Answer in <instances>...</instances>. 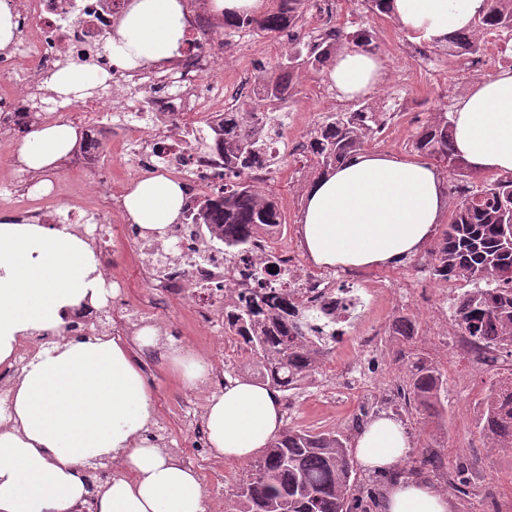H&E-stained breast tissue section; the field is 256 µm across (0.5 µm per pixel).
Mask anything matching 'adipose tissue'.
Segmentation results:
<instances>
[{
  "mask_svg": "<svg viewBox=\"0 0 512 512\" xmlns=\"http://www.w3.org/2000/svg\"><path fill=\"white\" fill-rule=\"evenodd\" d=\"M487 0H391V14L410 36L442 42L471 29ZM187 20L180 0H130L109 42L113 66L164 64L178 54ZM385 75L379 56L339 52L325 76L345 99L374 91ZM107 73L70 64L46 85L59 95H87ZM456 153L478 170L512 173V68L481 79L451 112ZM78 142V131L57 120L31 129L18 143L23 170H57ZM185 184L161 173L141 177L122 197L127 220L149 234L179 223ZM444 176L417 158L362 152L316 178L305 190L301 244L318 266L361 269L398 266L425 247L447 207ZM112 291L85 237L66 229L0 216V368L20 367L0 410V512H208L199 472L164 451L150 428L155 405L138 359L163 350L187 388L208 378L206 363L179 347L161 349L154 327L134 340L117 334L65 336L82 305L101 308ZM281 395L268 384L225 381L212 397L205 430L213 452L252 459L280 432ZM411 447L403 424L381 416L365 424L355 458L385 476V512H452L447 493L402 475ZM121 461L122 471L91 495L85 468Z\"/></svg>",
  "mask_w": 512,
  "mask_h": 512,
  "instance_id": "ef3b65f1",
  "label": "adipose tissue"
}]
</instances>
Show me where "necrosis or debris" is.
I'll return each mask as SVG.
<instances>
[{
    "instance_id": "necrosis-or-debris-1",
    "label": "necrosis or debris",
    "mask_w": 512,
    "mask_h": 512,
    "mask_svg": "<svg viewBox=\"0 0 512 512\" xmlns=\"http://www.w3.org/2000/svg\"><path fill=\"white\" fill-rule=\"evenodd\" d=\"M127 0H18L22 18L20 37L8 67L0 69V133L65 113L86 132L84 144L72 163L94 171L107 155L97 137L100 128L121 134L136 170L160 169L190 183L197 193L215 192L212 176L224 170V152L210 133L218 113L211 100L221 88L212 77L215 56L205 40L211 25L204 14L188 16L189 27L179 56L172 63L151 69L113 68L105 50ZM97 63L110 81L142 92L127 111H115L106 96L57 98L38 113L26 100L43 76L62 62ZM70 228L83 233L93 224L91 236L104 281H111L109 260L112 225L97 213H67ZM138 255L149 287L162 297L186 302L198 322L212 324L224 308L225 297L240 298L266 283L268 294L287 295L299 309L322 310L335 306L337 317L367 309L376 299L399 294L409 297L413 286L387 277L359 288H335L326 274L315 273L283 247L273 231L256 237L248 255L231 258L207 230L191 224L170 225L165 237L141 236ZM274 259L277 276L259 273L262 260Z\"/></svg>"
}]
</instances>
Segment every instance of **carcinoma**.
<instances>
[{"label":"carcinoma","mask_w":512,"mask_h":512,"mask_svg":"<svg viewBox=\"0 0 512 512\" xmlns=\"http://www.w3.org/2000/svg\"><path fill=\"white\" fill-rule=\"evenodd\" d=\"M313 0H279L277 11L256 17L242 15L230 23L236 29L266 34L290 30L293 47L288 57L263 80L265 94L247 108L228 113L211 127L223 141L221 193L193 201L184 212L190 224H204L224 243V254L247 253L260 231L284 223L276 202L258 190L249 169L261 141L253 138L239 118L263 110L270 113L274 135H283L286 118L279 103L296 94L299 69L322 70L336 53L351 44L371 53L377 44L366 33L351 34L339 27L327 42L304 40L302 28ZM512 31V0H489L487 13L470 31L448 36L444 49L461 58L481 50L487 32ZM382 110L363 99L349 112H328L309 133L307 153L323 171L365 150L382 133ZM414 151L434 159L458 177L473 170L453 149V126L444 112H434L413 135ZM434 272L473 282L477 287L455 300L454 314L461 331L500 349H512V177L497 178L464 198H455L451 222L435 252ZM286 297L263 296L224 308V329L240 338L249 354L253 375L289 391L315 374L321 352L288 317ZM409 385L400 392L405 404L421 415L436 417L442 410L441 392L447 379L434 365L418 358L408 367ZM477 428L491 448H512V392L502 391V378L485 387ZM354 460L341 434L288 428L274 438L256 459L237 490L236 512H352Z\"/></svg>","instance_id":"1"}]
</instances>
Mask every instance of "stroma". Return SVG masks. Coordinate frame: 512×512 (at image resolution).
Wrapping results in <instances>:
<instances>
[{"mask_svg": "<svg viewBox=\"0 0 512 512\" xmlns=\"http://www.w3.org/2000/svg\"><path fill=\"white\" fill-rule=\"evenodd\" d=\"M356 0H344L333 19L334 26L355 32L369 27L379 33L377 54L386 63L387 73L373 91L374 101L393 104L408 102L410 109L397 117L392 127L371 144L373 152L414 157L412 138L418 126L434 112H451L458 98L464 96L474 83L473 78L455 69V57L445 54L435 44H427L432 58L444 62L441 72L424 71L412 66L401 55L411 41L394 19L355 8ZM288 52V35L253 32L251 42L236 46L225 43L223 71L225 95L249 101L250 96L234 80L244 65L253 71L270 69ZM405 69L409 78L398 82L395 73ZM297 94L283 103L290 115L286 138V153L297 152L302 140L314 124L326 113V108L311 96L313 87L325 84L324 72L303 69L295 74ZM99 137L109 147L110 161L101 177L62 164L51 176L53 184L62 188L56 207L67 210L79 205L104 214L111 219L112 276L116 295L110 302L112 318L123 321L133 314L140 325L158 329L161 344H173L187 349L203 360L212 373L231 378H249L242 352L225 353L222 329L198 324L187 304L179 300L165 301L145 283L134 234L127 223L121 196L129 185L127 172L133 163L124 145L118 143L110 128H102ZM321 173L315 159L279 167L271 181L261 189L277 203L285 220L279 237L300 249L299 218L307 185ZM444 224H437L427 246L410 261L396 267L395 272L413 281L415 297L406 305L391 300L376 302L368 311L354 312L344 322L345 334L333 350L324 355L317 372L298 389L282 393L284 427L313 430H337L354 438L357 430L350 421L360 414L368 418L382 415L400 416L412 438L413 447L406 458L405 468L419 467L421 453L426 448H438L445 454L448 472L465 467L468 476L467 495L452 494L453 512H512V449L497 451L487 448L475 427L481 409V399L489 374H477L471 369L465 354L451 344L445 329L438 323L441 303L435 293L436 276L432 253L439 245ZM415 324L417 334L404 339L397 331L401 321ZM378 329L376 349L371 360L370 383L336 394L333 384L347 364L362 359L357 335L367 329ZM410 352L437 365L448 380L441 419L421 421L414 410L405 405L386 403L385 395L404 387L407 380L406 363L401 352ZM145 377L153 390L156 406L154 433L176 455L193 465L200 473L205 490L208 512H229L233 494L240 480L248 475L249 462H236L214 455L211 448L197 447L195 428L203 424L206 409L212 398L207 385L188 389L171 372L165 359L146 361Z\"/></svg>", "mask_w": 512, "mask_h": 512, "instance_id": "stroma-1", "label": "stroma"}]
</instances>
